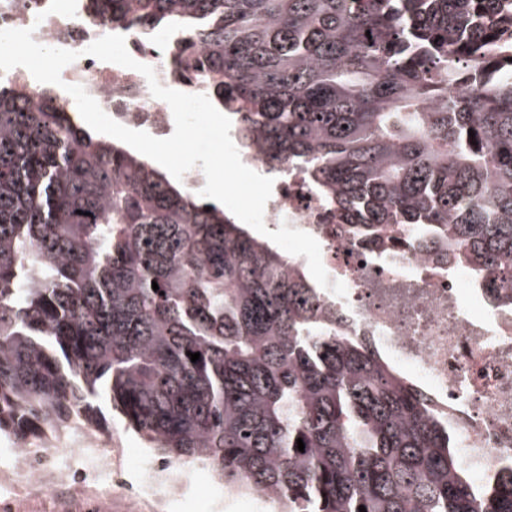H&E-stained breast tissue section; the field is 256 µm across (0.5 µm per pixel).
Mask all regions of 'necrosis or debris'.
<instances>
[{
  "label": "necrosis or debris",
  "mask_w": 512,
  "mask_h": 512,
  "mask_svg": "<svg viewBox=\"0 0 512 512\" xmlns=\"http://www.w3.org/2000/svg\"><path fill=\"white\" fill-rule=\"evenodd\" d=\"M50 0H0V28L34 27V41L78 52L61 78L82 85L126 127H144L158 136L172 133L168 104L154 98L136 70L84 55L102 28L48 13ZM131 56L154 68L161 85L190 94L201 86L172 64L167 36L147 37L140 28L125 29ZM264 222L288 224L322 245L330 280L343 282L346 297L329 301L344 317L347 335L370 340L384 359L420 387L436 410L454 425L461 454L483 477L496 461L512 456V306L489 301L474 269L446 263L414 240L411 230L392 225L389 241L372 246L355 227L327 219L325 207L302 176H281L266 204ZM41 455L51 469L8 462L10 490L37 485L50 490L55 480L74 483L70 468L53 449Z\"/></svg>",
  "instance_id": "necrosis-or-debris-1"
}]
</instances>
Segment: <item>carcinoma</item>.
Segmentation results:
<instances>
[{
  "label": "carcinoma",
  "instance_id": "carcinoma-1",
  "mask_svg": "<svg viewBox=\"0 0 512 512\" xmlns=\"http://www.w3.org/2000/svg\"><path fill=\"white\" fill-rule=\"evenodd\" d=\"M86 9L169 35L242 147L300 168L336 223L419 230L512 305L491 286L512 269V77L496 72L512 41L495 26L512 0ZM71 111L48 87L0 91V432L25 451L100 426L108 402L153 455L272 512H512V457L475 479L451 423L338 335L304 268Z\"/></svg>",
  "mask_w": 512,
  "mask_h": 512
}]
</instances>
